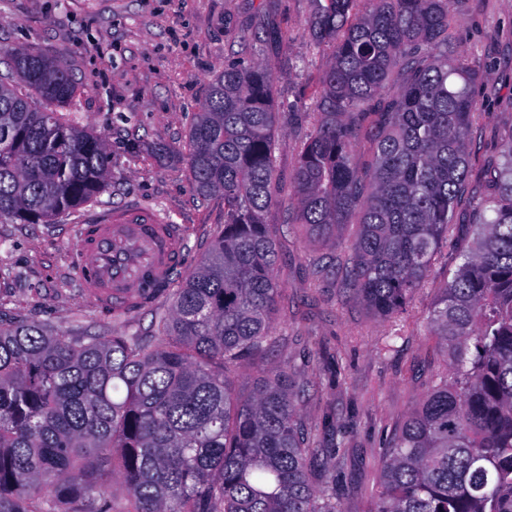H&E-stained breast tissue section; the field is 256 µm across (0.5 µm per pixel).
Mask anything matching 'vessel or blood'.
Here are the masks:
<instances>
[{
	"mask_svg": "<svg viewBox=\"0 0 512 512\" xmlns=\"http://www.w3.org/2000/svg\"><path fill=\"white\" fill-rule=\"evenodd\" d=\"M182 242L178 225L136 204L98 215L80 243L93 259L79 272L85 298L98 307L130 305L145 282L170 281Z\"/></svg>",
	"mask_w": 512,
	"mask_h": 512,
	"instance_id": "1",
	"label": "vessel or blood"
}]
</instances>
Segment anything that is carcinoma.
Listing matches in <instances>:
<instances>
[{
	"mask_svg": "<svg viewBox=\"0 0 512 512\" xmlns=\"http://www.w3.org/2000/svg\"><path fill=\"white\" fill-rule=\"evenodd\" d=\"M315 2L309 36L332 54L291 177L299 220L321 240L357 225L352 285L391 317L448 247L468 193L476 74L448 55L455 0ZM7 55L0 220L51 224L107 191L112 150L61 112L81 94L61 62ZM395 74L399 94L369 113ZM371 115L364 171L355 145ZM276 125L271 63L211 80L188 163L199 194L224 198V227L194 269L156 289L170 304L159 342L0 326V512H112L115 478L125 512H338L311 483L304 384L276 369L244 397L228 376L271 341ZM487 180L430 313L449 373L391 439L371 512H512V131Z\"/></svg>",
	"mask_w": 512,
	"mask_h": 512,
	"instance_id": "obj_1",
	"label": "carcinoma"
}]
</instances>
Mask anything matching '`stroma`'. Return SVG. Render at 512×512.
<instances>
[{"instance_id":"obj_1","label":"stroma","mask_w":512,"mask_h":512,"mask_svg":"<svg viewBox=\"0 0 512 512\" xmlns=\"http://www.w3.org/2000/svg\"><path fill=\"white\" fill-rule=\"evenodd\" d=\"M312 0H0V50L28 48L64 64L83 89L69 110L112 148V186L97 204L51 224L0 220V322L37 321L80 336L120 330L145 336L166 299L120 317L81 295L80 229L136 202L179 225L190 270L224 223V200L191 185L189 129L210 80L234 63L266 60L278 71L280 201L267 216L280 284L269 352L232 368L241 393L279 367L305 383L300 418L310 436L315 488L341 512H371L383 453L448 366L428 317L459 250L470 244L468 203L456 210L452 242L422 288L392 319L375 317L347 284L352 230L322 242L295 221L290 183L301 146L318 125L319 77L330 48L309 42ZM279 44L263 45L268 24ZM450 38L476 72L468 191L489 192L486 168L512 130V0H456Z\"/></svg>"}]
</instances>
